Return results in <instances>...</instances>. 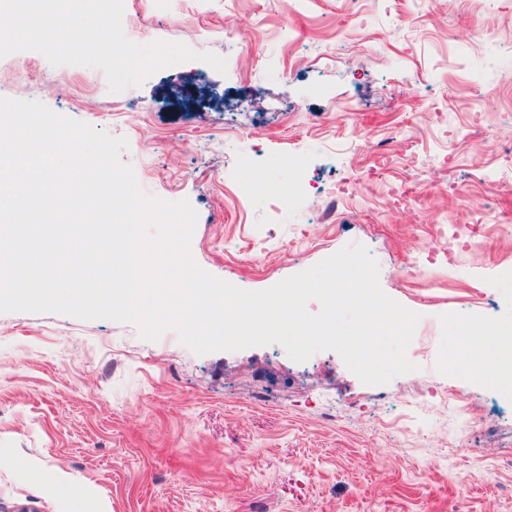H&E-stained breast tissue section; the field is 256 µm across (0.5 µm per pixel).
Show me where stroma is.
<instances>
[{"instance_id":"35a3bbf8","label":"stroma","mask_w":512,"mask_h":512,"mask_svg":"<svg viewBox=\"0 0 512 512\" xmlns=\"http://www.w3.org/2000/svg\"><path fill=\"white\" fill-rule=\"evenodd\" d=\"M122 26L227 72L190 61L113 94L100 69L22 51L0 97L126 138L143 192L197 211L199 266L241 289L365 246L420 316L417 369L370 386L332 350L198 355L171 330L0 313V507L512 512V400L458 334L512 323V0H124ZM407 182L423 207L394 205ZM477 223L480 246L442 262L437 226Z\"/></svg>"}]
</instances>
